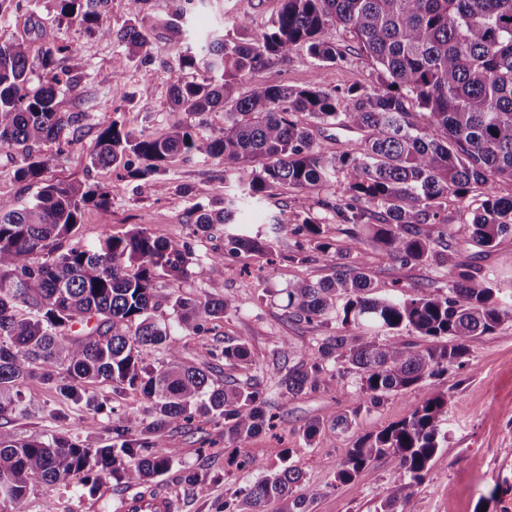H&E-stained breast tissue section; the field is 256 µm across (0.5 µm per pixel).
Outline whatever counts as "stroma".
Masks as SVG:
<instances>
[{
	"instance_id": "35a3bbf8",
	"label": "stroma",
	"mask_w": 512,
	"mask_h": 512,
	"mask_svg": "<svg viewBox=\"0 0 512 512\" xmlns=\"http://www.w3.org/2000/svg\"><path fill=\"white\" fill-rule=\"evenodd\" d=\"M279 7L280 0H209L193 14L189 29L203 35L221 28L225 19L238 17L247 21L251 32L260 33L270 27ZM172 9V0H150L149 11L157 23L148 47L151 61L146 64L135 59L120 78L112 75L118 47L98 35L78 32L59 17L54 0H12L0 17V42L33 37L35 26L44 24L55 29L58 44L73 48L64 64L76 77L77 85L61 86L59 99L63 109L80 113L78 131L69 145L45 143L39 151L51 159L45 179L97 182L110 192V208H85L75 233L80 244L95 245L104 236H121L141 227L170 240H192L200 255L224 245L223 225H215L209 235L194 239L189 224L193 204L239 196L238 185L224 179L222 160L177 157L159 176L157 187L148 192L140 190L123 171L91 163L90 150L99 127L113 119L136 132H162L188 125L193 132L207 134L223 126V111L206 113L200 121L170 107V78L178 72L182 47L178 37L165 27ZM324 78L336 88L345 89L373 85L376 74L371 62L355 52L325 72L306 51L299 50L287 63L271 65L256 75L260 82L296 87L310 86ZM294 249L305 255V262L288 260V252ZM457 249L461 260L492 274L502 297L512 296V236L504 238L489 254L463 242ZM345 262L368 268L378 296L395 293L410 297L447 283L443 271L387 261L371 246L361 254L346 256ZM328 268V261L312 246L299 249L289 239L278 243L275 254L268 259L228 253L223 263L209 267L204 277L158 279L156 287L161 295L201 301L222 299L230 306L224 320L212 324L209 332L183 329V363L199 364L209 349L244 341L254 365L222 367L221 378H252L263 391L273 394V369L282 344L290 343L307 354L323 337L335 335L340 325L332 316L323 323L296 321L289 318L286 308L284 290L289 282L298 278L319 280L327 275ZM357 388L354 376L342 377L335 368H328L317 388L288 400L276 398L277 428L241 443L242 452L275 465L281 452L290 450L291 464L302 471L306 490L315 495L312 512H376L392 477L390 463L376 462L371 475L351 484L337 482L336 470L362 436L408 417L433 389L448 395V441L432 461L408 512H512V320L475 337L469 344L466 366L436 380L431 388L391 396L369 408L358 407ZM24 390L37 395L39 402L28 413L9 420L6 428L10 432L43 439L70 435L93 448L110 444L105 414L65 399L38 379L27 381ZM342 414L354 417L353 425L345 430L335 426L337 416ZM315 420L320 422L321 430L309 444L303 429ZM165 441L178 449L179 456L167 473L153 480L152 486L170 498V512H216L226 494L247 487L258 476L257 471L229 465L224 429L206 417H195L186 427L168 430ZM191 472L208 476L207 495H188L185 477ZM114 486L107 476L99 479L92 490L69 485L36 486L29 493L27 512H119L120 498Z\"/></svg>"
}]
</instances>
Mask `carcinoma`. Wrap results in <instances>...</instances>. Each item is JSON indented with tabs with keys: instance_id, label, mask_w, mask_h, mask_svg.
Here are the masks:
<instances>
[{
	"instance_id": "1",
	"label": "carcinoma",
	"mask_w": 512,
	"mask_h": 512,
	"mask_svg": "<svg viewBox=\"0 0 512 512\" xmlns=\"http://www.w3.org/2000/svg\"><path fill=\"white\" fill-rule=\"evenodd\" d=\"M55 2L58 15L79 31L124 47L127 55L114 58L116 77L156 28L144 13L148 0H131L133 18L120 27L110 20V0ZM175 2L165 27L181 37L205 0ZM227 26L184 43L169 95L174 111L200 116L222 109L224 126L208 135L188 127L135 133L114 119L98 133L92 164L121 169L150 191L170 161L193 154L222 159L224 180L238 183L250 198L284 186L305 193L302 221L272 216L268 236L240 228L224 237L231 253L264 257L277 243L301 237L326 257H343L370 243L391 261L448 274L447 291L408 298L373 295L370 274L341 262L319 281L290 282V318L322 321L334 311L342 331L323 338L305 359L283 342L275 367L282 399L316 387L328 363L355 374L359 403L374 407L462 367L473 337L512 319L490 273L461 261L454 248L456 239L466 238L490 251L512 234V195L491 188L495 177L512 181V0H281L271 26L256 36L244 19ZM339 28L372 62L373 85L339 90L325 80L304 88L252 80L299 49L326 69L345 61L336 43ZM39 40L45 76L34 89L30 43L0 44V148L18 150L17 182L40 185L22 208L0 197V419L22 415L37 402L23 391L37 378L97 413L104 406L87 386L103 382L116 396L134 393L150 407L141 420L110 408L112 443L104 448L65 435L23 439L0 428V512H27L35 486H84L93 474L114 478L121 495L149 491L178 455L164 443L166 432L196 415L224 424V436L233 441L271 430L277 420L257 385L213 379L223 362L253 364L245 342L211 349L195 367L181 360L178 329L210 331L227 312L224 300L199 303L179 295L169 300L171 317L156 316L157 278H202L209 265L224 261L223 252L201 260L192 242L143 228L108 235L95 248L72 242L84 207L107 208L110 193L98 183L43 179L48 159L36 147L72 141L79 116L58 101L59 86L71 83L60 67L70 47L56 44L46 25ZM301 114L366 133L364 151L322 152ZM450 199L467 212L455 226L445 216ZM316 208L350 225L343 245L327 240ZM237 223L233 198L191 209L194 238L216 224ZM20 307L33 314L18 315ZM402 331L427 344L397 336ZM151 348L166 354L157 367L143 365L142 353ZM447 411L448 393L428 394L408 417L362 436L337 468L336 481L354 482L387 459L393 481L378 512H398L445 441ZM289 459L288 450L276 467L247 454L232 457L260 476L224 497L219 512H267L270 504L277 512H310L314 495L301 486L302 474Z\"/></svg>"
}]
</instances>
